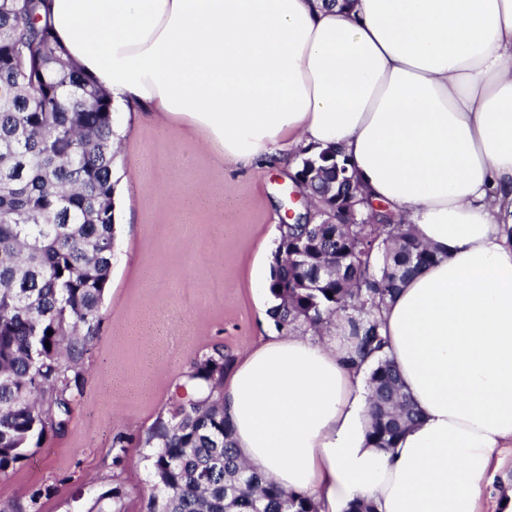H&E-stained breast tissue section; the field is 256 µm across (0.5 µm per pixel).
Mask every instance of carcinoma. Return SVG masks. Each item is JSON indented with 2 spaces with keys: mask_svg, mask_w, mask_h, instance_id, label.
I'll list each match as a JSON object with an SVG mask.
<instances>
[{
  "mask_svg": "<svg viewBox=\"0 0 512 512\" xmlns=\"http://www.w3.org/2000/svg\"><path fill=\"white\" fill-rule=\"evenodd\" d=\"M44 4L0 0L1 474L67 429L116 246L111 98L68 61ZM308 162L312 196L333 216L336 173L321 152L301 158ZM367 216L368 224L287 225L268 309L281 330L339 321L362 362L386 345L381 310L434 260L411 225ZM229 363L218 346L195 361L183 394L149 428L142 447L153 492L144 512H318L307 494L241 463L220 405ZM369 383L368 440L391 448L419 414L391 361H378ZM50 493H25L13 512H40ZM88 512H124L120 491L94 497Z\"/></svg>",
  "mask_w": 512,
  "mask_h": 512,
  "instance_id": "1",
  "label": "carcinoma"
}]
</instances>
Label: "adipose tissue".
I'll use <instances>...</instances> for the list:
<instances>
[{
	"mask_svg": "<svg viewBox=\"0 0 512 512\" xmlns=\"http://www.w3.org/2000/svg\"><path fill=\"white\" fill-rule=\"evenodd\" d=\"M45 5L113 107L202 129L240 162L336 150L435 255L380 324L420 414L396 445L368 442V364L288 333L223 387L240 458L319 512H478L512 447V0Z\"/></svg>",
	"mask_w": 512,
	"mask_h": 512,
	"instance_id": "1",
	"label": "adipose tissue"
}]
</instances>
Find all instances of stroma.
Listing matches in <instances>:
<instances>
[{
    "label": "stroma",
    "mask_w": 512,
    "mask_h": 512,
    "mask_svg": "<svg viewBox=\"0 0 512 512\" xmlns=\"http://www.w3.org/2000/svg\"><path fill=\"white\" fill-rule=\"evenodd\" d=\"M113 118L119 218L103 327L67 430L0 474V512L38 486L54 489L41 512H85L92 495L113 488L125 512H143L141 441L192 362L217 345L235 361L279 333L269 291L252 286L257 258L278 247L293 188L279 158L237 163L203 131L146 112ZM121 433L133 441L119 453L112 440Z\"/></svg>",
    "instance_id": "1"
}]
</instances>
